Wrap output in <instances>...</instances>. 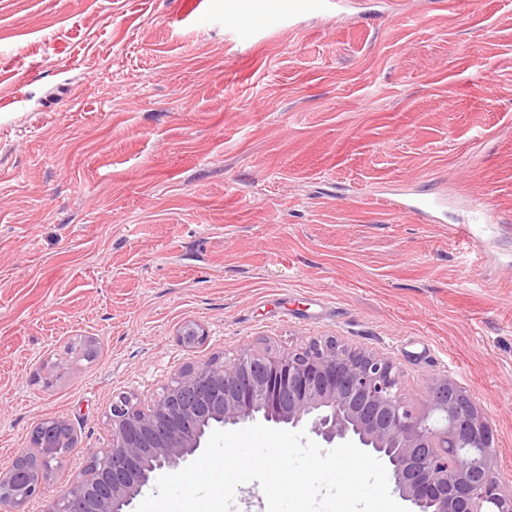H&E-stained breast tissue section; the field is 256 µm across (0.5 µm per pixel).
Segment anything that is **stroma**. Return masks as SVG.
<instances>
[{"label":"stroma","mask_w":512,"mask_h":512,"mask_svg":"<svg viewBox=\"0 0 512 512\" xmlns=\"http://www.w3.org/2000/svg\"><path fill=\"white\" fill-rule=\"evenodd\" d=\"M225 2L0 0V469L62 418L63 489L113 394L333 336L415 407L454 379L511 488L512 232L475 217L512 225V0H343L245 38Z\"/></svg>","instance_id":"35a3bbf8"}]
</instances>
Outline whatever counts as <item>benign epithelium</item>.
<instances>
[{
	"mask_svg": "<svg viewBox=\"0 0 512 512\" xmlns=\"http://www.w3.org/2000/svg\"><path fill=\"white\" fill-rule=\"evenodd\" d=\"M205 337L194 322L179 333L184 346ZM106 418L109 445L49 496L46 512H127L159 472L186 466L213 431L260 422L303 427L328 444L351 441L375 455L410 512H512V491L495 473L491 427L462 387L448 376L432 379L418 410L404 399L391 360L333 337L299 350H243L226 362L189 364L150 398L113 395ZM54 422L62 428L57 438H32L12 468L0 471V512H22L79 452L67 421Z\"/></svg>",
	"mask_w": 512,
	"mask_h": 512,
	"instance_id": "benign-epithelium-1",
	"label": "benign epithelium"
}]
</instances>
